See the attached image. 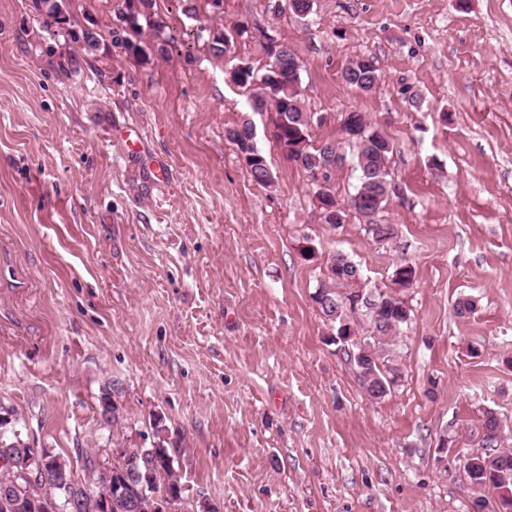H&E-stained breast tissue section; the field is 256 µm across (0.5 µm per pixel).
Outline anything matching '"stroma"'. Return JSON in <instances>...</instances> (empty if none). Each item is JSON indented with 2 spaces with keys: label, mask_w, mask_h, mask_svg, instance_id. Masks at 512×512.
Here are the masks:
<instances>
[{
  "label": "stroma",
  "mask_w": 512,
  "mask_h": 512,
  "mask_svg": "<svg viewBox=\"0 0 512 512\" xmlns=\"http://www.w3.org/2000/svg\"><path fill=\"white\" fill-rule=\"evenodd\" d=\"M118 2L75 0L91 53L45 39L33 0H0V407L82 482L86 458L111 463L118 436L150 445L159 418L222 512H469L483 414L512 423V0H314L305 17L224 0L225 22L297 53L306 110L331 117L315 142L353 111L392 140L387 244L353 213L319 223L310 177L227 79L264 63L257 42L213 59L183 0H157L168 53L144 64L109 45ZM357 54L381 71L368 93L342 78ZM245 116L273 187L225 136ZM122 127L145 134L136 157ZM159 160L164 184L143 177ZM335 253L411 309L380 402L313 299ZM105 386L115 430L99 425ZM234 39H238L247 34L249 38H258L262 40L264 43L260 42L263 46V50L267 56L275 53L273 48H269L266 44L273 46L276 50H280V52L288 51V47L280 44V42L274 38V36L270 35L266 30L260 29L254 26L251 22H246L245 25H241L237 31H232ZM106 405L110 407L109 410L105 409ZM98 408L101 426L107 428L110 425L114 426L118 424L121 411L120 407L114 402L112 398L111 388L102 389L101 395L98 400ZM107 413H110V415L106 416Z\"/></svg>",
  "instance_id": "35a3bbf8"
}]
</instances>
